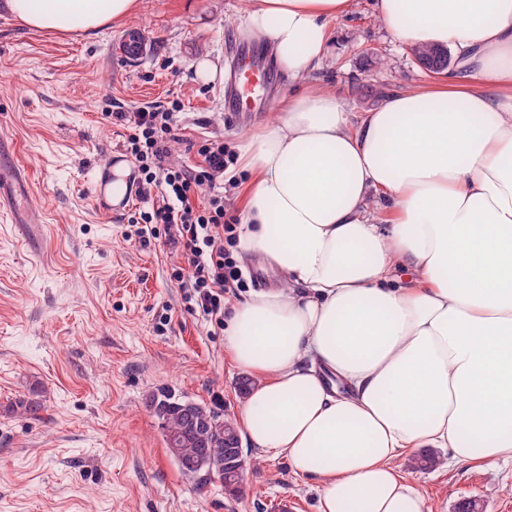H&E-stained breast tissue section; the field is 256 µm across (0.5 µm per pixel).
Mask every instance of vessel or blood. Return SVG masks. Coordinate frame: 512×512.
Returning <instances> with one entry per match:
<instances>
[{"mask_svg":"<svg viewBox=\"0 0 512 512\" xmlns=\"http://www.w3.org/2000/svg\"><path fill=\"white\" fill-rule=\"evenodd\" d=\"M231 80L224 88V109L228 112L256 111L255 92L267 87L271 72L260 52L252 47L241 49L230 67ZM32 210V197L26 178H19L13 189L0 186V214L12 223L25 224Z\"/></svg>","mask_w":512,"mask_h":512,"instance_id":"b4317fda","label":"vessel or blood"}]
</instances>
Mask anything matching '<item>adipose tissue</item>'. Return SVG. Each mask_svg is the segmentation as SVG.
Returning a JSON list of instances; mask_svg holds the SVG:
<instances>
[{
    "instance_id": "adipose-tissue-1",
    "label": "adipose tissue",
    "mask_w": 512,
    "mask_h": 512,
    "mask_svg": "<svg viewBox=\"0 0 512 512\" xmlns=\"http://www.w3.org/2000/svg\"><path fill=\"white\" fill-rule=\"evenodd\" d=\"M141 3L0 8L69 33ZM349 8L251 0L238 20L297 87L240 147L241 248L281 280L233 304L224 352L256 380L246 438L318 485L317 512H426L398 458L512 464V0H377L396 40L455 63L356 121L303 83Z\"/></svg>"
}]
</instances>
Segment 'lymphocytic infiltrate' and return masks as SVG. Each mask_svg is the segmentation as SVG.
Returning <instances> with one entry per match:
<instances>
[{
	"mask_svg": "<svg viewBox=\"0 0 512 512\" xmlns=\"http://www.w3.org/2000/svg\"><path fill=\"white\" fill-rule=\"evenodd\" d=\"M108 117L129 129L123 150L138 173V194L149 202L138 213L139 237H146L147 226L162 225L167 243L181 252L173 277L186 303L213 328L223 329L225 294L248 285L235 258L239 220L224 207L222 177L235 164L234 154L223 141L202 137L187 143L196 164L176 166L167 157L179 138L177 112L140 108Z\"/></svg>",
	"mask_w": 512,
	"mask_h": 512,
	"instance_id": "f902f5d3",
	"label": "lymphocytic infiltrate"
}]
</instances>
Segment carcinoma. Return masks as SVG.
<instances>
[{
    "label": "carcinoma",
    "instance_id": "obj_1",
    "mask_svg": "<svg viewBox=\"0 0 512 512\" xmlns=\"http://www.w3.org/2000/svg\"><path fill=\"white\" fill-rule=\"evenodd\" d=\"M413 53L420 61L434 56L441 68L451 64L448 51L440 47L417 46ZM146 407L164 430L169 453L184 476L200 489L224 480V455L242 446L236 422L169 388L149 394Z\"/></svg>",
    "mask_w": 512,
    "mask_h": 512
}]
</instances>
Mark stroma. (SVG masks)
Returning a JSON list of instances; mask_svg holds the SVG:
<instances>
[{
	"label": "stroma",
	"instance_id": "1",
	"mask_svg": "<svg viewBox=\"0 0 512 512\" xmlns=\"http://www.w3.org/2000/svg\"><path fill=\"white\" fill-rule=\"evenodd\" d=\"M246 8V0H143L89 35L32 30L0 10V155L27 169L38 204L29 224L0 216V512H317L314 482L248 445L241 498L219 482L197 488L178 470L147 396L168 386L237 419L242 373L224 353L223 332L185 306L172 277L178 252L135 237L128 219L143 200L107 212L91 180L106 174L128 134L104 112L179 102L184 138L170 145L174 164L195 161L185 139L205 135L233 151L274 116L289 88L282 73L263 112L245 119L225 113L223 82L196 73L203 57L229 67ZM131 30L150 42L136 60L116 50ZM331 31L309 80L347 111L362 114L380 106V94L433 80L411 46L392 40L375 0H351ZM237 259L252 285L225 294L228 307L279 283L260 256ZM32 397L38 415L16 409ZM397 465L428 512H456L466 499L482 512H512L511 464L422 471L406 456Z\"/></svg>",
	"mask_w": 512,
	"mask_h": 512
}]
</instances>
